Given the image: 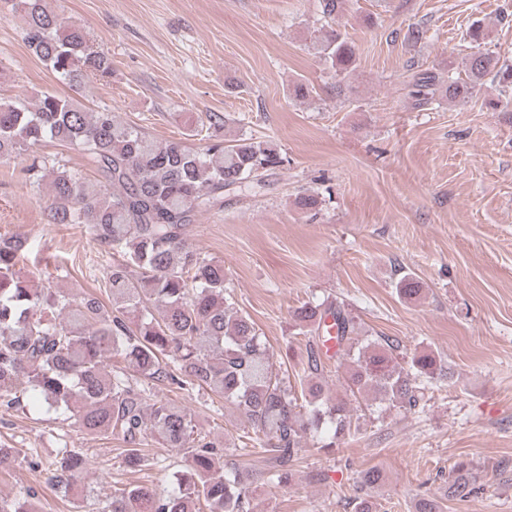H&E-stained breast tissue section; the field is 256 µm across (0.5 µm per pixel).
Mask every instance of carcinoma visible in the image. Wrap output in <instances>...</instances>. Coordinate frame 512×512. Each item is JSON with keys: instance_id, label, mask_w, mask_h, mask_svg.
I'll use <instances>...</instances> for the list:
<instances>
[{"instance_id": "obj_1", "label": "carcinoma", "mask_w": 512, "mask_h": 512, "mask_svg": "<svg viewBox=\"0 0 512 512\" xmlns=\"http://www.w3.org/2000/svg\"><path fill=\"white\" fill-rule=\"evenodd\" d=\"M20 5L29 49L59 81L77 86L111 76V58L94 49L84 29L64 24L43 0H20ZM488 37L484 22L475 20L463 35L460 63L409 73L404 84L414 105L446 100L464 106L488 82L497 95L485 96L484 105L496 110L509 104L512 63L481 48ZM311 48L342 80L355 76L356 51L341 31L332 28L314 38ZM48 138L76 148L103 179V188L90 191L65 166L48 172L46 164L33 160L26 168L30 180L52 176L49 223L82 225L91 242L119 259L105 276L107 307L92 294L34 287L17 268L27 238L0 237V405L20 404V393L30 388L48 409L67 414L87 433L121 437L122 462L130 469L143 465L141 446L148 435L163 448L191 453L172 492L118 488L101 512H199L202 503L209 512H249L251 495L266 479H288L304 439L334 448L351 434L350 407L325 384L332 358L352 360L347 390L371 392L389 410L415 409L426 385L447 376L434 351L401 360L388 337L359 338L344 303L314 299L293 311L292 328L305 338L307 355L300 390L275 371L259 329L230 303L224 265L197 252L187 238L198 214L223 204L224 192L250 194L262 187L264 173L282 165L272 142L219 140L198 151L181 139L156 140L108 109L89 112L57 93L42 94L31 107L0 101L1 161ZM395 288L406 300L422 293L409 273ZM153 306L162 308L161 318L153 315ZM329 319L336 330L332 356L325 348ZM114 356L145 383L122 369H106ZM152 382L224 399L252 429L243 447L264 449L275 471L242 472L223 461L224 445L201 432L184 408L151 398ZM82 469V458L65 449L52 479L66 488ZM382 480L376 468L364 472L353 512H379L372 491ZM479 490L475 466L455 461L447 496L464 500Z\"/></svg>"}]
</instances>
